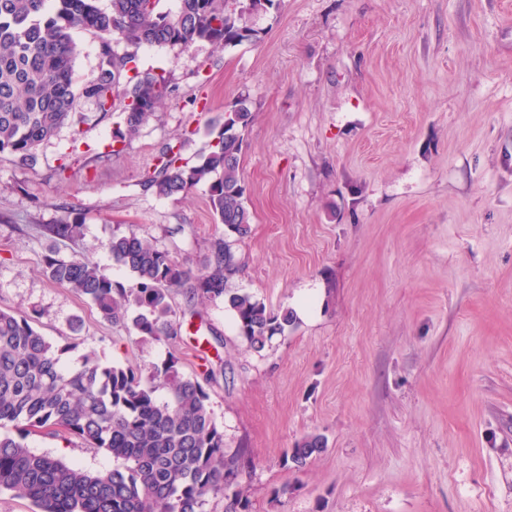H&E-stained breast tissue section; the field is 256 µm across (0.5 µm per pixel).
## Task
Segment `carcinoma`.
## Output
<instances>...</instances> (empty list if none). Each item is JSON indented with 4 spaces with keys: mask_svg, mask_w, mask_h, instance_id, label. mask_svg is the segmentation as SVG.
Returning a JSON list of instances; mask_svg holds the SVG:
<instances>
[{
    "mask_svg": "<svg viewBox=\"0 0 512 512\" xmlns=\"http://www.w3.org/2000/svg\"><path fill=\"white\" fill-rule=\"evenodd\" d=\"M0 0V157L30 164L36 151L62 126L88 120L81 99L94 95L98 110H112L119 93L126 101L125 130L135 135L172 92L162 74L137 71L135 49L207 42L217 49L257 37L248 15L277 0H250L231 9L228 0ZM102 37L94 74L81 76V53L72 31ZM117 35L133 51L118 55L106 36ZM134 72L120 87L121 77ZM252 112L241 99L225 113L224 124L210 131L209 151L193 164L180 162L168 146L148 180L163 197L206 187L211 210L224 233L210 239L203 269L185 262L134 231H112L113 260L133 282L124 285L104 272L86 253L44 258L54 284L90 302L104 321L132 326L144 341L176 333L172 294L224 302L247 348L262 353L293 322L288 309L274 310L253 294L227 288L240 271L236 244L251 233L247 186L240 174L244 131ZM44 232L78 241L84 225L46 224ZM33 328L27 317L0 311V426L19 434L0 435V491L29 499L39 512H205L208 499L228 500L225 512H247L246 490L232 484L234 470L248 466L244 454H226L224 431L215 421L209 395L196 377L171 360L143 375L131 365L104 366L92 355L77 365ZM39 430L62 431L85 447L104 449L117 462L106 472L33 451L26 437ZM324 448L319 435L306 436L285 461L301 469Z\"/></svg>",
    "mask_w": 512,
    "mask_h": 512,
    "instance_id": "cac0c4a2",
    "label": "carcinoma"
}]
</instances>
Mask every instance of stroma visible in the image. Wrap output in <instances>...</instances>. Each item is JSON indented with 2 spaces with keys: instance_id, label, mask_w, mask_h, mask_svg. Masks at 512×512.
<instances>
[{
  "instance_id": "obj_1",
  "label": "stroma",
  "mask_w": 512,
  "mask_h": 512,
  "mask_svg": "<svg viewBox=\"0 0 512 512\" xmlns=\"http://www.w3.org/2000/svg\"><path fill=\"white\" fill-rule=\"evenodd\" d=\"M251 23L222 50L138 49L173 91L132 138L113 139L122 98L104 116L85 99L88 122L34 166L0 161V309L72 365L207 376L227 452L251 461L250 512H512V0H279ZM241 99L252 224L231 285L291 310L284 335L252 353L223 303L177 292L181 329L144 343L48 279L46 255L85 251L130 283L116 228L200 269L224 231L205 187L166 198L145 179L167 145L196 161ZM66 222L82 241L41 230ZM310 434L324 450L286 465ZM27 443L112 466L73 437Z\"/></svg>"
}]
</instances>
